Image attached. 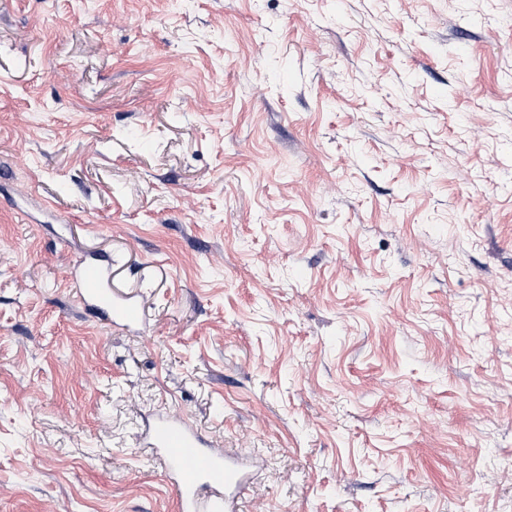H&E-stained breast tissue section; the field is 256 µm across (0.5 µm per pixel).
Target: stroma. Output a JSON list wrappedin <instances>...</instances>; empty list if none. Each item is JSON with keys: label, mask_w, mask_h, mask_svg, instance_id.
Wrapping results in <instances>:
<instances>
[{"label": "stroma", "mask_w": 512, "mask_h": 512, "mask_svg": "<svg viewBox=\"0 0 512 512\" xmlns=\"http://www.w3.org/2000/svg\"><path fill=\"white\" fill-rule=\"evenodd\" d=\"M160 406L240 512H512V0H0V512H177ZM111 279L110 262L105 259L82 261L70 271V280L77 288L80 304L103 310L114 326L127 329L140 327L144 321L140 300L112 291Z\"/></svg>", "instance_id": "35a3bbf8"}]
</instances>
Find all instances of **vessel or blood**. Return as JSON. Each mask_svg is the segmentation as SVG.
<instances>
[{
  "mask_svg": "<svg viewBox=\"0 0 512 512\" xmlns=\"http://www.w3.org/2000/svg\"><path fill=\"white\" fill-rule=\"evenodd\" d=\"M70 279L80 304L103 311L112 325L140 327L139 299L112 291L108 260L83 261ZM148 445L169 475L178 512H239L234 491L246 479L245 467L227 457L192 423L157 410L148 427Z\"/></svg>",
  "mask_w": 512,
  "mask_h": 512,
  "instance_id": "obj_1",
  "label": "vessel or blood"
}]
</instances>
